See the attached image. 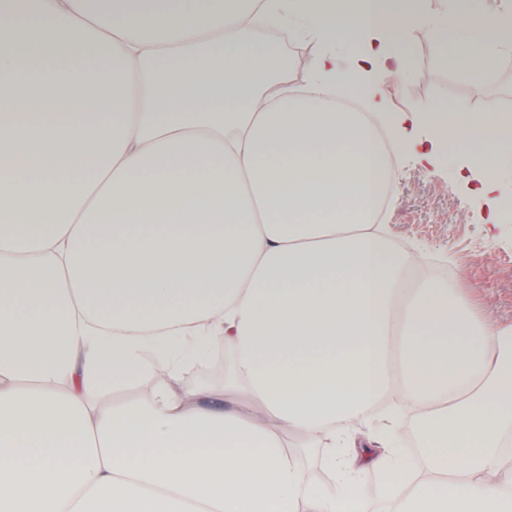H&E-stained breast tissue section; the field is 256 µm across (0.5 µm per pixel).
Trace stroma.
I'll list each match as a JSON object with an SVG mask.
<instances>
[{"label": "stroma", "instance_id": "1", "mask_svg": "<svg viewBox=\"0 0 512 512\" xmlns=\"http://www.w3.org/2000/svg\"><path fill=\"white\" fill-rule=\"evenodd\" d=\"M409 37L413 72L387 75L380 84L391 111L451 102L479 112L494 102L512 114V69L496 71L478 93L461 75L438 72L440 48L425 29H412ZM398 159V190L386 212L391 239L421 249L423 259L450 264L449 281L475 322L512 325V175L503 174L487 197L478 199L459 180L455 154L432 164L404 151Z\"/></svg>", "mask_w": 512, "mask_h": 512}]
</instances>
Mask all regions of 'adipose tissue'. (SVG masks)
<instances>
[{
  "label": "adipose tissue",
  "mask_w": 512,
  "mask_h": 512,
  "mask_svg": "<svg viewBox=\"0 0 512 512\" xmlns=\"http://www.w3.org/2000/svg\"><path fill=\"white\" fill-rule=\"evenodd\" d=\"M107 4L0 0V512H369L397 420L383 450L350 441L392 397L421 457L393 512H512V326L476 323L451 283L405 287L411 255L376 222L381 122L492 182L512 115L389 113L379 83L412 70L423 26L481 87L512 0ZM260 28L323 45L305 89ZM333 87L362 111L331 109ZM214 345L228 410L182 380ZM288 431L330 449L328 481Z\"/></svg>",
  "instance_id": "1"
}]
</instances>
